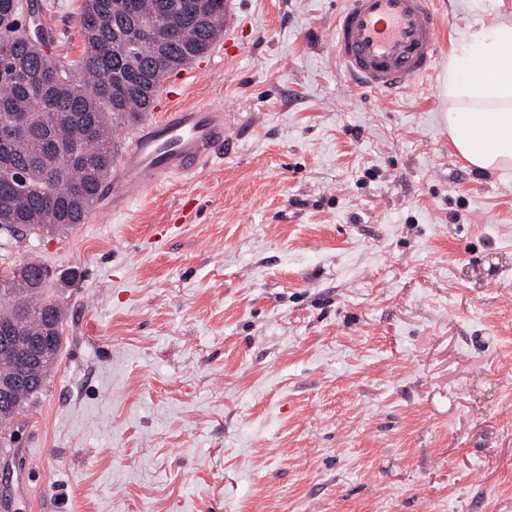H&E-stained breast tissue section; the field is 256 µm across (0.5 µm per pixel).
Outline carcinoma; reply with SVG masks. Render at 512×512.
Listing matches in <instances>:
<instances>
[{"instance_id": "obj_1", "label": "carcinoma", "mask_w": 512, "mask_h": 512, "mask_svg": "<svg viewBox=\"0 0 512 512\" xmlns=\"http://www.w3.org/2000/svg\"><path fill=\"white\" fill-rule=\"evenodd\" d=\"M169 0H84L78 29L85 44L74 65L51 61L45 30L20 22L15 0H0V110L24 116L31 132L23 141L0 140V161L25 172L33 190L21 192L0 179V231L13 238L41 236L69 229L85 220L114 161L116 127L135 123L150 111L164 78L206 52L208 39L223 24L205 26L193 13L174 14ZM134 17L165 22L170 31L158 37L142 33L122 51L112 42L110 22ZM124 72L112 81V72ZM77 141L72 155L57 147ZM47 288H36L15 270L0 274V321L31 336L46 328V314L57 324V346L63 341V311L52 305ZM55 360L21 367L0 357V375L28 372L44 380ZM28 397H13L0 421V445L15 442V418Z\"/></svg>"}]
</instances>
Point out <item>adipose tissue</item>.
<instances>
[{
    "mask_svg": "<svg viewBox=\"0 0 512 512\" xmlns=\"http://www.w3.org/2000/svg\"><path fill=\"white\" fill-rule=\"evenodd\" d=\"M447 96L458 153L481 171L512 166V22L482 29L451 58Z\"/></svg>",
    "mask_w": 512,
    "mask_h": 512,
    "instance_id": "adipose-tissue-1",
    "label": "adipose tissue"
}]
</instances>
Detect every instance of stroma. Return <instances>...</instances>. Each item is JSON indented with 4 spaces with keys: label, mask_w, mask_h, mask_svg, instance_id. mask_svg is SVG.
I'll use <instances>...</instances> for the list:
<instances>
[{
    "label": "stroma",
    "mask_w": 512,
    "mask_h": 512,
    "mask_svg": "<svg viewBox=\"0 0 512 512\" xmlns=\"http://www.w3.org/2000/svg\"><path fill=\"white\" fill-rule=\"evenodd\" d=\"M35 2L76 63L83 0ZM437 3L443 60L385 101L337 60L342 0H233L239 53L181 88L230 113L222 159L0 238L64 313L0 512H512V168L442 122L512 0Z\"/></svg>",
    "instance_id": "35a3bbf8"
}]
</instances>
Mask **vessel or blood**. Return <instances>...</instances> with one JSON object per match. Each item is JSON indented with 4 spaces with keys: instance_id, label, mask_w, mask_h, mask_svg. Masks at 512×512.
Wrapping results in <instances>:
<instances>
[{
    "instance_id": "obj_1",
    "label": "vessel or blood",
    "mask_w": 512,
    "mask_h": 512,
    "mask_svg": "<svg viewBox=\"0 0 512 512\" xmlns=\"http://www.w3.org/2000/svg\"><path fill=\"white\" fill-rule=\"evenodd\" d=\"M436 0H343L333 40L336 57L358 88L389 98L426 79L439 62ZM177 93L158 98L161 116L132 137L111 183L99 194L121 214L161 179L207 171L228 143L223 107L182 105Z\"/></svg>"
}]
</instances>
